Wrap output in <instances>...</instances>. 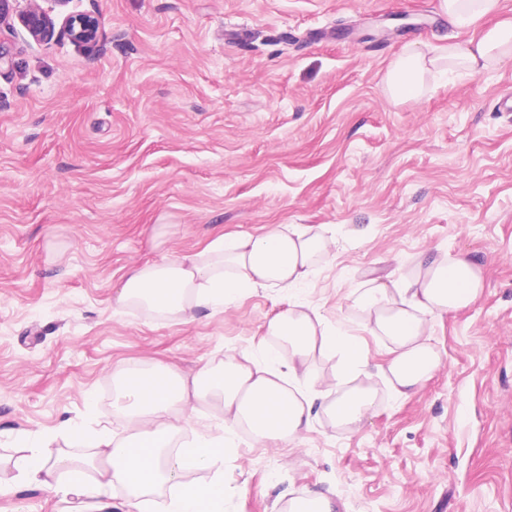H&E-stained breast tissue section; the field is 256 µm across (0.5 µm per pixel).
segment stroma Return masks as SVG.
Wrapping results in <instances>:
<instances>
[{
    "label": "stroma",
    "mask_w": 512,
    "mask_h": 512,
    "mask_svg": "<svg viewBox=\"0 0 512 512\" xmlns=\"http://www.w3.org/2000/svg\"><path fill=\"white\" fill-rule=\"evenodd\" d=\"M98 41L0 31V512H86L88 496L20 483L34 439L87 456L66 423L111 420L114 371L159 361L192 376L307 302L358 333L370 367L388 345L350 296L409 277L435 248L483 270L470 306L433 318L440 367L409 397L373 377L358 431L318 417L297 446L236 435L224 512L331 489L343 512H512V61L427 75L392 103L385 76L479 36L440 0H71ZM328 225L336 244L306 286L257 289L192 323L114 296L132 267L194 252L219 232Z\"/></svg>",
    "instance_id": "35a3bbf8"
}]
</instances>
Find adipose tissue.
Returning <instances> with one entry per match:
<instances>
[{"label":"adipose tissue","instance_id":"obj_1","mask_svg":"<svg viewBox=\"0 0 512 512\" xmlns=\"http://www.w3.org/2000/svg\"><path fill=\"white\" fill-rule=\"evenodd\" d=\"M507 59L512 60L510 22L432 55L418 50L398 55L388 68L386 91L399 102L419 95L433 70L475 74ZM332 244L323 225L273 224L259 234L222 233L199 251L130 269L115 305L141 307L188 324L201 311L223 309L248 292L306 284L329 257ZM482 290L476 262L438 250L420 257L408 280L376 279L354 297L364 330L390 343L385 373L396 396L415 393L440 364L429 340L430 318L469 306ZM266 334L261 356L233 348L219 364H204L190 378L162 365L117 370L113 404L126 435L116 439L108 427L88 435L99 461L95 482L87 483L85 464L53 453L46 439L17 462L19 479L66 495H91L96 512H113L114 486L142 498L164 483L175 488L166 512H223L224 478L218 469L227 441L238 430L257 443L270 439L293 445L321 415L338 427L357 428L375 402L370 385L359 382L368 373L360 340L330 327L311 307L289 304L268 319ZM319 355L335 358L336 371L314 389L305 380ZM205 401L221 406L222 425L174 446L189 421L188 409ZM190 469H211L215 476L204 483L182 481Z\"/></svg>","mask_w":512,"mask_h":512}]
</instances>
